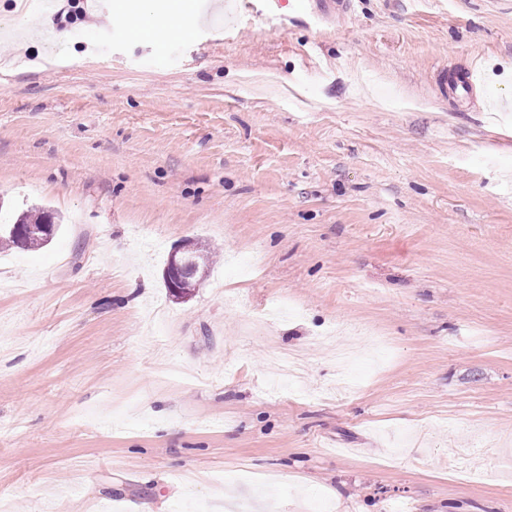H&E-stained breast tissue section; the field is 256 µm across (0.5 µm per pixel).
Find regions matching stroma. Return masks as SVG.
Returning a JSON list of instances; mask_svg holds the SVG:
<instances>
[{
    "label": "stroma",
    "mask_w": 512,
    "mask_h": 512,
    "mask_svg": "<svg viewBox=\"0 0 512 512\" xmlns=\"http://www.w3.org/2000/svg\"><path fill=\"white\" fill-rule=\"evenodd\" d=\"M80 5L0 41V512H512V0ZM154 14L153 0H134L132 2L130 18V32L135 39H141L155 33H165L170 37H179L182 28L177 17L166 15L161 22L162 26H156L152 22ZM54 215L56 214L53 211L44 208H36L23 212L13 224H44L40 229L32 226L28 228L19 226V231L23 235L37 233L39 231L48 232L50 230V224H56V227L48 234H39L37 236L25 237L22 241L12 234L13 224H8L3 229L1 225L0 247L3 244L5 247L9 248L32 250L41 249L49 245L57 234L60 226V223L56 221V216ZM195 242L193 239H184L169 253L164 269V278L167 282L170 294L177 299H182L181 283L186 270L196 261Z\"/></svg>",
    "instance_id": "35a3bbf8"
}]
</instances>
